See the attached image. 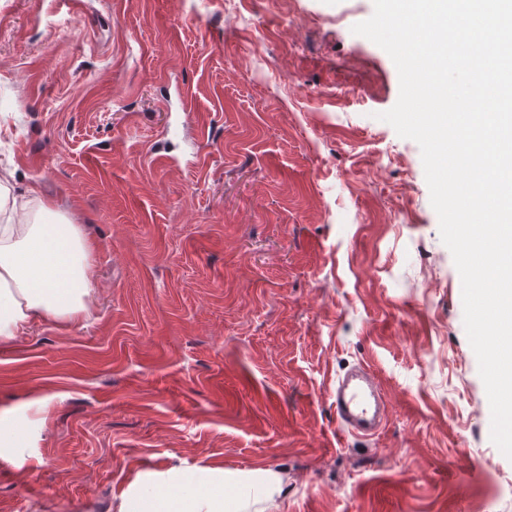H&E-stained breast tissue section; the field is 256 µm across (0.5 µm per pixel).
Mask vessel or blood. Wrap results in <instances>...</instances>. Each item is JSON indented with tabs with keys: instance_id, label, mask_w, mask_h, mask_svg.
I'll use <instances>...</instances> for the list:
<instances>
[{
	"instance_id": "vessel-or-blood-1",
	"label": "vessel or blood",
	"mask_w": 512,
	"mask_h": 512,
	"mask_svg": "<svg viewBox=\"0 0 512 512\" xmlns=\"http://www.w3.org/2000/svg\"><path fill=\"white\" fill-rule=\"evenodd\" d=\"M360 382H353L351 375H344L336 382V389L330 394L338 424L357 437L375 434L380 424L371 412V400L376 397L379 387L367 367H360Z\"/></svg>"
}]
</instances>
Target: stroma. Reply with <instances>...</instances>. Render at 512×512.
<instances>
[{
	"label": "stroma",
	"instance_id": "obj_1",
	"mask_svg": "<svg viewBox=\"0 0 512 512\" xmlns=\"http://www.w3.org/2000/svg\"><path fill=\"white\" fill-rule=\"evenodd\" d=\"M373 11L0 0V169L96 245L91 319L0 345V512H109L175 463L278 471L273 512H512ZM358 363L389 404L367 438L330 399Z\"/></svg>",
	"mask_w": 512,
	"mask_h": 512
}]
</instances>
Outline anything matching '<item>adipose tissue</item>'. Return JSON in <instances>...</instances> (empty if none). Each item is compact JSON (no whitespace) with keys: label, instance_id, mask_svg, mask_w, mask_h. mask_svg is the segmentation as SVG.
I'll use <instances>...</instances> for the list:
<instances>
[{"label":"adipose tissue","instance_id":"ef3b65f1","mask_svg":"<svg viewBox=\"0 0 512 512\" xmlns=\"http://www.w3.org/2000/svg\"><path fill=\"white\" fill-rule=\"evenodd\" d=\"M38 191H0V341L21 336L37 319L74 321L91 310L92 242L80 225L38 205ZM284 478L258 468L178 465L139 470L128 480L115 512H268ZM234 488L225 496V488Z\"/></svg>","mask_w":512,"mask_h":512}]
</instances>
